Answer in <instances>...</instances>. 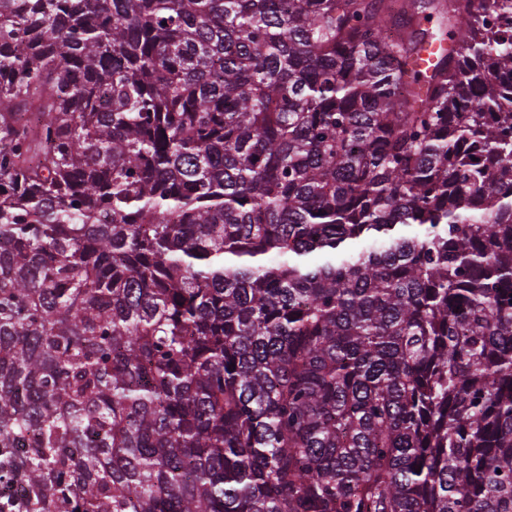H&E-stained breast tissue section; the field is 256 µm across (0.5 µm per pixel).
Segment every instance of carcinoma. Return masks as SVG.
I'll return each mask as SVG.
<instances>
[{"instance_id": "obj_1", "label": "carcinoma", "mask_w": 512, "mask_h": 512, "mask_svg": "<svg viewBox=\"0 0 512 512\" xmlns=\"http://www.w3.org/2000/svg\"><path fill=\"white\" fill-rule=\"evenodd\" d=\"M501 15L0 0V512H512Z\"/></svg>"}]
</instances>
